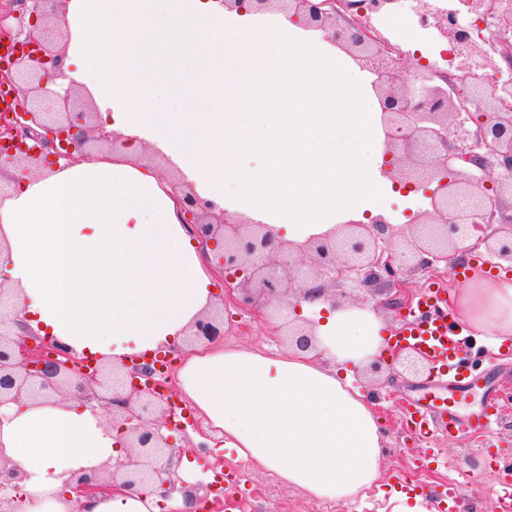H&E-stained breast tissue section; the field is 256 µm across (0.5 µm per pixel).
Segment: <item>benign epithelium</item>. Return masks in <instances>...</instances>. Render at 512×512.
<instances>
[{
    "label": "benign epithelium",
    "instance_id": "7a95c632",
    "mask_svg": "<svg viewBox=\"0 0 512 512\" xmlns=\"http://www.w3.org/2000/svg\"><path fill=\"white\" fill-rule=\"evenodd\" d=\"M249 2L255 12L278 10L308 29L321 30L345 48L376 79L386 138L390 146L384 170L396 183L417 179L432 186L429 208L420 222L407 231L405 245H395L394 225L383 217L365 224L350 221L338 232L292 245L277 240L264 224H254L227 214L213 213L190 187L170 177L183 194L186 224L211 254L205 259L218 279L233 274L240 309H273L288 326V343L301 349L312 346L307 323L288 320L292 302L314 294H330L333 305L370 297L376 308L401 311L410 303L411 279L454 265L482 245L501 267H512V83L496 90L482 83L469 86L468 111L448 93V81L424 79L428 65L373 33L366 20L402 0H221L225 8ZM35 0L27 6L19 0L0 3V34L23 45L0 66V89L8 91L11 110L0 120V136L10 150L0 155V199L9 195V171L38 172L48 156L75 164L92 158L87 144L103 149L116 138L93 122L94 113L74 112V90L58 94L55 106L45 104L41 92L52 69L37 68L33 59L59 67L58 35L50 32L45 42L31 36L32 20L48 18L45 5ZM421 23L437 28L452 46L450 62L456 71L480 70L501 76L497 56L512 59V52L498 55L482 48L459 20L441 10L436 0H416ZM467 12L490 26L512 29V0H466ZM482 235L471 240L472 230ZM246 273L243 280L238 274ZM224 335V309H212L195 322L190 336L211 341ZM395 361L417 374L427 370L428 360L418 350L402 348ZM64 343L44 341L19 318L16 289L0 281V406H24L39 400L63 397L75 389L78 398L97 403L104 415L120 419L130 451L111 470L104 466L76 476V491L86 497L110 493L116 480L123 486L158 485L169 493L176 489L177 459L174 447L161 429L174 415L175 402L165 393L167 380L151 383L152 362L131 361L121 366L95 364L89 371ZM19 470L8 466L0 453V512H18L25 498L17 494Z\"/></svg>",
    "mask_w": 512,
    "mask_h": 512
}]
</instances>
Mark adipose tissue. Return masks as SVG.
<instances>
[{
  "mask_svg": "<svg viewBox=\"0 0 512 512\" xmlns=\"http://www.w3.org/2000/svg\"><path fill=\"white\" fill-rule=\"evenodd\" d=\"M57 24L61 66L44 100L85 85L118 143L60 170L14 172L0 201V279L18 288L30 327L114 365L183 347L178 387L204 416L207 446L321 498L370 488L384 437L352 375L393 355L382 316L314 297L300 303L309 350L187 346L214 302V276L179 193L143 156L164 154L201 199L295 245L369 222L413 194L382 174L372 75L285 16L220 0H65ZM455 308L492 346L512 337L508 277L468 285ZM127 452L99 408L0 407V453L36 495L32 512H191L182 491L157 486L76 494V474Z\"/></svg>",
  "mask_w": 512,
  "mask_h": 512,
  "instance_id": "1",
  "label": "adipose tissue"
}]
</instances>
